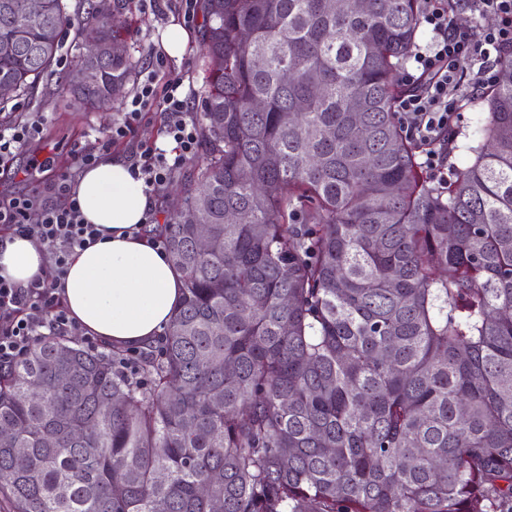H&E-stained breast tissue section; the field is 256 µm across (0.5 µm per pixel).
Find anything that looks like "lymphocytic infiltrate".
<instances>
[{"instance_id": "f902f5d3", "label": "lymphocytic infiltrate", "mask_w": 512, "mask_h": 512, "mask_svg": "<svg viewBox=\"0 0 512 512\" xmlns=\"http://www.w3.org/2000/svg\"><path fill=\"white\" fill-rule=\"evenodd\" d=\"M478 16L493 17L483 35L457 24L446 0L427 6L424 21L431 26L434 40L426 51L415 54L418 72L410 76V93L399 98L397 110L407 137L424 150V163L432 169L448 164V143L458 120L456 93L458 76L468 66L477 65L486 76L492 52L512 47V0H469ZM183 78L175 77L157 85L153 72H145L129 108L118 113L105 137L71 153L66 171L50 184V198L41 192L0 197V225L16 229L44 246L49 255L46 275L29 288H19L0 278V367L19 362L41 337L67 335L81 337L85 348L107 352L102 339L85 332L62 301L58 285L67 273L69 257L95 243L101 235L96 225L85 223L76 197L77 177L96 165L116 141H134L145 117L152 112L164 115V133L175 147L165 151L147 143H137L131 168L143 179L147 193L158 195L168 181L198 154L200 129L188 112V99L181 88ZM45 118L36 115L25 121L0 125V165L28 150L44 131Z\"/></svg>"}]
</instances>
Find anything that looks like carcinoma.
Wrapping results in <instances>:
<instances>
[{
    "mask_svg": "<svg viewBox=\"0 0 512 512\" xmlns=\"http://www.w3.org/2000/svg\"><path fill=\"white\" fill-rule=\"evenodd\" d=\"M25 2L0 0L17 94L74 24ZM199 2L207 147L161 228L181 303L135 361L45 336L0 370V512H512V51L439 181L396 111L424 0ZM92 19L124 37L106 0ZM78 66L83 108L131 74Z\"/></svg>",
    "mask_w": 512,
    "mask_h": 512,
    "instance_id": "1",
    "label": "carcinoma"
}]
</instances>
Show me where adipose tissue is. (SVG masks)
<instances>
[{"instance_id":"adipose-tissue-1","label":"adipose tissue","mask_w":512,"mask_h":512,"mask_svg":"<svg viewBox=\"0 0 512 512\" xmlns=\"http://www.w3.org/2000/svg\"><path fill=\"white\" fill-rule=\"evenodd\" d=\"M77 199L86 223L106 236L69 259L62 297L71 316L103 340L137 347L169 326L183 280L168 253L139 234L151 200L122 156L84 171ZM47 255L30 238L0 234V277L19 287L41 279Z\"/></svg>"}]
</instances>
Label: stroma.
<instances>
[{
    "mask_svg": "<svg viewBox=\"0 0 512 512\" xmlns=\"http://www.w3.org/2000/svg\"><path fill=\"white\" fill-rule=\"evenodd\" d=\"M111 4L113 16L122 21L129 30L126 54L132 65V73L123 92L109 106L100 110L85 111L74 104L70 95L60 85L61 76L69 74L75 67L78 56L76 46L81 37L78 29H71L69 39L62 43L55 76L41 81L31 93L8 100L4 107L0 108V122L19 120L25 112H39L48 118L41 140L32 144L29 151L18 154L10 168L0 169L1 196L46 189L54 176L67 168L74 146L88 143L91 136L106 134L117 113L131 100L151 51L160 50V37L169 22L168 16H158L143 10L140 0H111ZM192 29L195 38L182 59H165L163 66L156 68L155 73L158 82L161 83L175 76L184 77L185 81L190 82L193 95L189 111L192 118L196 119L200 116L204 93L201 22H193ZM480 96V89L474 86L473 74L464 73L460 81L458 100L459 149L451 157L454 163L462 165L468 160L464 146L467 134L478 124L482 109ZM35 152L53 157L54 165L51 170L30 172L29 161Z\"/></svg>",
    "mask_w": 512,
    "mask_h": 512,
    "instance_id": "obj_1",
    "label": "stroma"
}]
</instances>
